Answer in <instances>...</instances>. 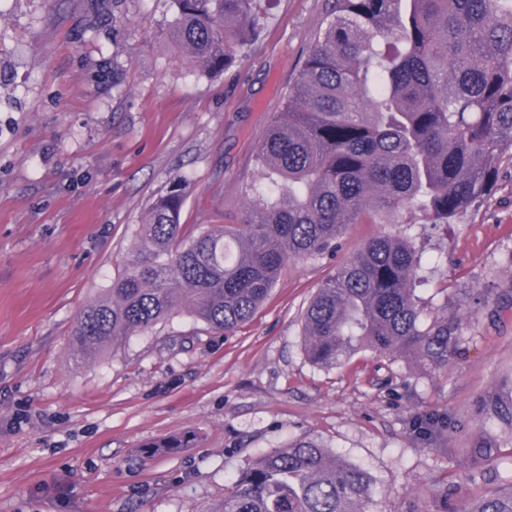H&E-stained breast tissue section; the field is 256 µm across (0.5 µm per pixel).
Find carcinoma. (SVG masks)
<instances>
[{
    "instance_id": "cac0c4a2",
    "label": "carcinoma",
    "mask_w": 512,
    "mask_h": 512,
    "mask_svg": "<svg viewBox=\"0 0 512 512\" xmlns=\"http://www.w3.org/2000/svg\"><path fill=\"white\" fill-rule=\"evenodd\" d=\"M183 58L224 71L257 35V0H172ZM512 0H332L288 92L257 143L259 180L241 224L181 223L187 180L150 201L106 296L70 334L83 359L177 313L230 334L248 322L290 261L334 259L350 224L411 211L447 224L512 168ZM423 252L408 238L366 241L301 314L308 361L334 369L362 350L414 351L436 367L463 337L424 321ZM369 474L300 439L241 473L211 512H367ZM474 512H512V494Z\"/></svg>"
}]
</instances>
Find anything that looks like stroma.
I'll use <instances>...</instances> for the list:
<instances>
[{
  "label": "stroma",
  "mask_w": 512,
  "mask_h": 512,
  "mask_svg": "<svg viewBox=\"0 0 512 512\" xmlns=\"http://www.w3.org/2000/svg\"><path fill=\"white\" fill-rule=\"evenodd\" d=\"M328 0H260L259 34L204 75L168 37L170 0H0V512H210L232 478L300 438L373 479L369 512H473L512 494V178L452 224H353L424 250L425 321L463 337L447 369L367 350L306 358L299 316L333 269L291 262L224 335L179 313L76 359L153 194L189 183L185 224H239L256 142L284 108ZM433 414L452 431L422 437ZM173 436L187 447L144 458Z\"/></svg>",
  "instance_id": "obj_1"
}]
</instances>
